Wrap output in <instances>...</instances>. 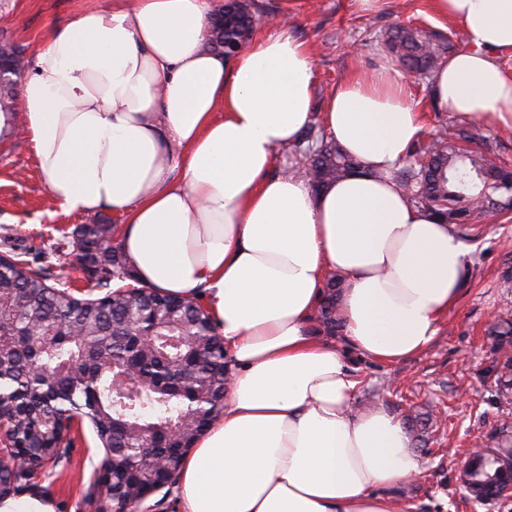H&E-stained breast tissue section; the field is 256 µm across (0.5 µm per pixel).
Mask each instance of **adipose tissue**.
Returning <instances> with one entry per match:
<instances>
[{
    "label": "adipose tissue",
    "mask_w": 512,
    "mask_h": 512,
    "mask_svg": "<svg viewBox=\"0 0 512 512\" xmlns=\"http://www.w3.org/2000/svg\"><path fill=\"white\" fill-rule=\"evenodd\" d=\"M433 7L471 47L440 64L432 96L512 129V0ZM209 36L207 0H123L42 42L18 98L49 201L123 218L137 280L203 299L224 340V412L181 462L178 512H397L389 491L421 463L398 418L353 411L348 354L427 350L467 269L458 228L389 178L420 132L408 81L387 65L332 93L326 131L362 169L317 193L270 173L311 122L309 50L281 29L230 60ZM331 271L340 345L313 324Z\"/></svg>",
    "instance_id": "adipose-tissue-1"
}]
</instances>
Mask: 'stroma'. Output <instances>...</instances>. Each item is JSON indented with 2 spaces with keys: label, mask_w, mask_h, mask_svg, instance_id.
Here are the masks:
<instances>
[{
  "label": "stroma",
  "mask_w": 512,
  "mask_h": 512,
  "mask_svg": "<svg viewBox=\"0 0 512 512\" xmlns=\"http://www.w3.org/2000/svg\"><path fill=\"white\" fill-rule=\"evenodd\" d=\"M113 0H0V43L19 45L35 66L40 43L77 9L111 8ZM256 35L270 33L267 18L309 47L316 84L314 112H324L332 93L354 73H368L391 60L384 33L400 25L421 36L450 38L454 50L467 48L461 27L435 16L432 0H383L379 11L363 14L354 0H254ZM410 92L420 116L421 140L454 115L430 94L432 78L410 74ZM104 208L86 214L53 211L31 142L11 136L0 141V256L20 254L84 286L70 235L82 224H121ZM512 219L482 223L464 240L467 279L455 307L425 352L393 363L353 359L361 381L357 404H381L409 431L421 476L392 489L407 512H512V500L474 503L462 481L469 448H498L503 426L512 427V400L499 396L501 360L491 327L512 313V291L502 288L512 274ZM61 457L29 468L19 492L37 489L55 498L59 512H98L104 497L98 484L104 458L91 424L65 432Z\"/></svg>",
  "instance_id": "stroma-1"
}]
</instances>
